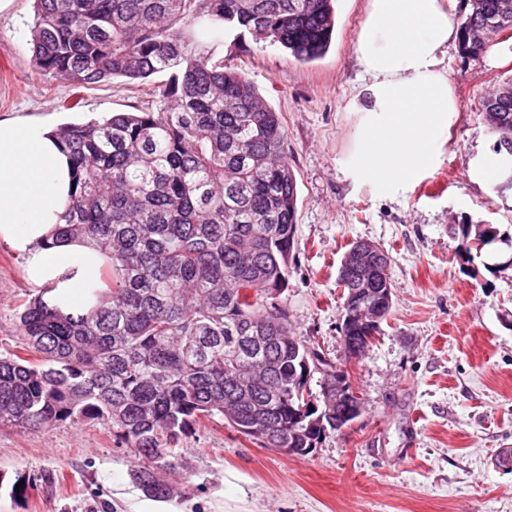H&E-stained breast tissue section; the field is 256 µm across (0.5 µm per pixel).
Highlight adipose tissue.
Returning <instances> with one entry per match:
<instances>
[{
  "mask_svg": "<svg viewBox=\"0 0 512 512\" xmlns=\"http://www.w3.org/2000/svg\"><path fill=\"white\" fill-rule=\"evenodd\" d=\"M456 0H368L358 61L369 79L356 111L359 170L380 186L406 183L430 165L457 102L443 60L458 41ZM72 161L49 128L0 121V240L24 255L37 286L70 293L97 277L102 255L84 245H50L70 204Z\"/></svg>",
  "mask_w": 512,
  "mask_h": 512,
  "instance_id": "ef3b65f1",
  "label": "adipose tissue"
}]
</instances>
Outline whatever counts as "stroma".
Returning a JSON list of instances; mask_svg holds the SVG:
<instances>
[{"instance_id": "stroma-1", "label": "stroma", "mask_w": 512, "mask_h": 512, "mask_svg": "<svg viewBox=\"0 0 512 512\" xmlns=\"http://www.w3.org/2000/svg\"><path fill=\"white\" fill-rule=\"evenodd\" d=\"M34 0L0 15V120L47 126L157 107V74L77 88L41 76L30 45ZM367 0H337L332 45L302 63L251 36L225 38L218 54L279 113L297 181L294 260L279 302L297 339L318 343L350 373L362 397L350 426L326 431L308 455L291 456L202 421L165 477L166 499L146 496L138 461L95 423L34 431L0 425V512H512V470L494 466L512 448V192L482 171L495 137L483 98L512 76V30L480 56L451 47L443 66L458 110L433 163L414 180L374 185L358 172L352 103L365 79L357 49ZM487 224L498 240L466 254L453 234ZM367 240L390 258L394 306L357 358L339 333L338 267ZM24 258L0 241V354L23 343L18 313L37 289ZM233 484H225L227 474Z\"/></svg>"}]
</instances>
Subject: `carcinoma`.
Wrapping results in <instances>:
<instances>
[{
  "instance_id": "obj_1",
  "label": "carcinoma",
  "mask_w": 512,
  "mask_h": 512,
  "mask_svg": "<svg viewBox=\"0 0 512 512\" xmlns=\"http://www.w3.org/2000/svg\"><path fill=\"white\" fill-rule=\"evenodd\" d=\"M334 2L34 0L33 62L43 77L76 87L168 80L155 110L56 129L75 189L52 244L81 241L106 264L85 289L83 312H64L48 288L24 304L27 356L0 355V425H104L141 462L137 486L162 499L170 488L161 472L179 467L176 447L201 420L219 416L245 438L305 456L326 430L360 416L349 372L295 339L274 303L288 286L298 199L282 122L202 41L246 30L311 62L330 48ZM469 2L459 45L477 56L490 33L512 27V0ZM482 112L497 140L512 142V77ZM459 229L467 253L493 241L483 224ZM370 286L373 300L387 299L384 321L389 265ZM342 310L341 335L379 332L363 322L368 314ZM338 381L349 397L329 413L325 394Z\"/></svg>"
}]
</instances>
